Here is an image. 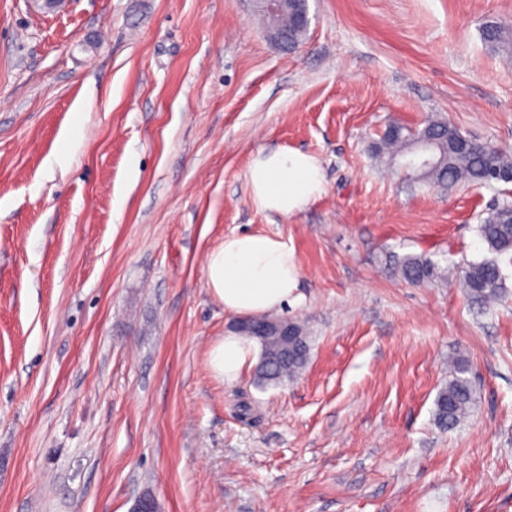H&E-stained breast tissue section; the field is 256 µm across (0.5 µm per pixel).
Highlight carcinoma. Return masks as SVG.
Wrapping results in <instances>:
<instances>
[{"instance_id": "1", "label": "carcinoma", "mask_w": 512, "mask_h": 512, "mask_svg": "<svg viewBox=\"0 0 512 512\" xmlns=\"http://www.w3.org/2000/svg\"><path fill=\"white\" fill-rule=\"evenodd\" d=\"M265 30L272 34L274 43L284 51L300 45L307 28L297 21L291 9L276 17H262ZM485 40L512 60V28L501 23L484 26ZM435 141L437 164L414 176L420 184L452 189L459 185H493L503 182V176L512 174V153L491 144L467 141V136L445 121L432 120L419 132H404L399 125H390L372 154L380 160L397 162L399 156L410 150L421 138ZM478 233L491 257L470 261L461 270L460 283L474 302L486 305L501 298L505 276L498 263L501 255L512 254V202L505 201L481 219ZM397 271L413 283L430 281L438 276L436 264L422 256H407L397 262ZM275 329L258 339L260 361L255 370L257 385L261 388L282 385L295 379L306 367L310 354V336L305 328L294 325V336L286 338L277 328L288 324L283 317H266ZM467 366L462 361L453 365L452 378L435 399L434 420L443 430L456 428L466 417L474 401V388L466 377Z\"/></svg>"}]
</instances>
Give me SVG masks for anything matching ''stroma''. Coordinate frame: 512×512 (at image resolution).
I'll return each instance as SVG.
<instances>
[{
	"label": "stroma",
	"mask_w": 512,
	"mask_h": 512,
	"mask_svg": "<svg viewBox=\"0 0 512 512\" xmlns=\"http://www.w3.org/2000/svg\"><path fill=\"white\" fill-rule=\"evenodd\" d=\"M294 50L250 0H0V512H512V264L480 315L447 270L512 184L449 191L376 163L393 121L512 151V0H309ZM320 161L287 217L254 154ZM260 232L296 255L295 380L209 364L232 314L205 256ZM440 269L416 285L394 257ZM475 401L434 402L455 360ZM249 413H242V405ZM485 40L502 52L507 60H512V28L501 23H489L484 26ZM248 179L257 207L281 215L303 211L324 190L319 160L291 147L259 151L249 167ZM468 372L463 361L453 365L452 378L439 391L435 399L434 420L443 430L456 428L466 417L474 401V388L465 376Z\"/></svg>",
	"instance_id": "1"
}]
</instances>
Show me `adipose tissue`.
I'll return each instance as SVG.
<instances>
[{
	"label": "adipose tissue",
	"instance_id": "ef3b65f1",
	"mask_svg": "<svg viewBox=\"0 0 512 512\" xmlns=\"http://www.w3.org/2000/svg\"><path fill=\"white\" fill-rule=\"evenodd\" d=\"M254 203L264 211L294 215L324 190L319 160L291 147L259 151L249 167ZM207 286L227 313L255 317L288 304L298 288L299 267L292 248L265 233L232 234L209 252L205 264ZM256 341L228 332L210 348L212 371L237 380L258 360Z\"/></svg>",
	"mask_w": 512,
	"mask_h": 512
}]
</instances>
